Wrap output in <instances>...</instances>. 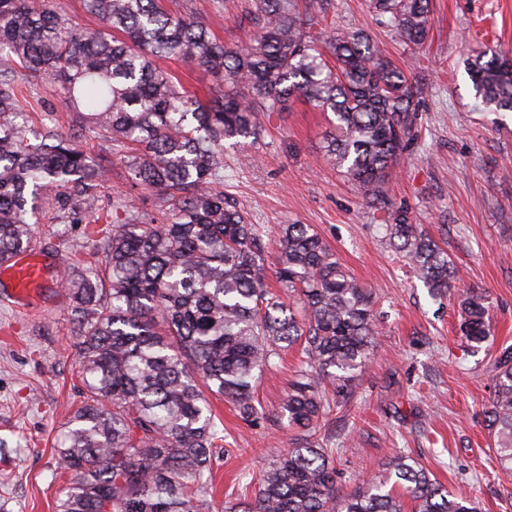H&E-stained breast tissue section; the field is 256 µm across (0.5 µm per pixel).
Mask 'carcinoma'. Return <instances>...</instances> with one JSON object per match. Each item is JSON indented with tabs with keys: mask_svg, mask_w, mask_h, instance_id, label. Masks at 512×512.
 Returning a JSON list of instances; mask_svg holds the SVG:
<instances>
[{
	"mask_svg": "<svg viewBox=\"0 0 512 512\" xmlns=\"http://www.w3.org/2000/svg\"><path fill=\"white\" fill-rule=\"evenodd\" d=\"M100 28L78 32L50 0H0V263L30 247L39 212L63 224H100L89 261L68 274L74 347L84 388L59 440L77 480L56 512H211L214 461L224 448L207 395L248 425L272 420L308 432L348 399L375 348L372 292L307 224L280 226L275 248L260 224L224 196V143L261 138L260 112L300 98L335 117L322 159L377 210L386 240L442 298L456 289L448 253L408 211H388L385 185L418 137V89L408 66L359 30L338 32L299 0H255L240 47L226 48L163 0H84ZM380 25L406 46L424 43L430 0H369ZM175 57L224 76L233 91L202 102L156 60ZM481 104L512 112V62L495 50L467 61ZM44 84L76 125L119 147L129 190L99 206L112 166L65 131L53 108L23 85ZM277 282L293 302L269 290ZM471 348L491 336L486 292L457 293ZM301 344L303 364L277 413L255 397L259 375ZM488 422L502 470L512 473V347L493 374ZM478 512L401 451L342 495L333 450L309 437L275 453L254 500L224 512Z\"/></svg>",
	"mask_w": 512,
	"mask_h": 512,
	"instance_id": "carcinoma-1",
	"label": "carcinoma"
}]
</instances>
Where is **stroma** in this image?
Here are the masks:
<instances>
[{
  "mask_svg": "<svg viewBox=\"0 0 512 512\" xmlns=\"http://www.w3.org/2000/svg\"><path fill=\"white\" fill-rule=\"evenodd\" d=\"M169 11L204 21L226 47L240 46L239 25L253 0H164ZM328 23L360 29L395 61L410 64L418 95V138L401 155L385 186L391 209H408L448 252L459 288L485 290L492 334L470 353L459 331L454 297L436 299L384 238V212L320 158L332 128L328 114L295 101L261 117L265 133L242 164L239 149L224 151V193L254 223L275 235L279 224H309L340 263L375 296L379 334L369 365L352 382V398L334 409L317 434L333 449L337 484L350 492L404 452L449 489L478 501L481 512H512V473L500 469L486 410L492 370L512 346V112L482 111L465 65L488 47L512 57V0H433L423 45L396 43L365 0H317ZM88 224L35 226L33 246L62 255L39 304L30 309L0 301V512H53L71 481L58 459V436L82 399L73 325L66 294L57 293L70 269L90 260ZM293 348L263 373L256 396L276 412L300 366ZM210 402L228 450L213 469L212 512L230 491L253 495L270 455L295 445L299 432L246 426L233 406Z\"/></svg>",
  "mask_w": 512,
  "mask_h": 512,
  "instance_id": "35a3bbf8",
  "label": "stroma"
}]
</instances>
